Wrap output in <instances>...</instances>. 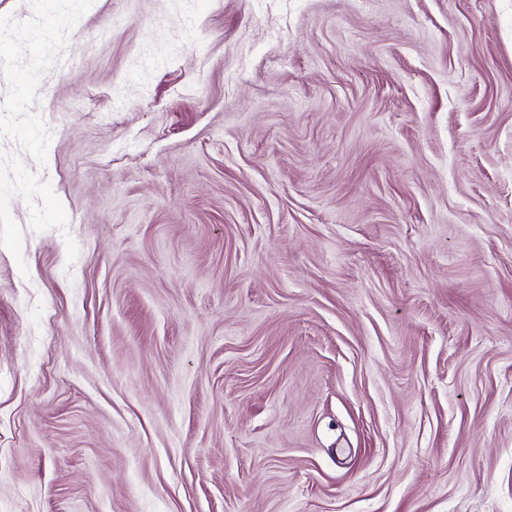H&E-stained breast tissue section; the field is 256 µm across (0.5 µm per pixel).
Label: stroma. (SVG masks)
Returning a JSON list of instances; mask_svg holds the SVG:
<instances>
[{
    "mask_svg": "<svg viewBox=\"0 0 512 512\" xmlns=\"http://www.w3.org/2000/svg\"><path fill=\"white\" fill-rule=\"evenodd\" d=\"M0 512H512V0H0Z\"/></svg>",
    "mask_w": 512,
    "mask_h": 512,
    "instance_id": "1",
    "label": "stroma"
}]
</instances>
